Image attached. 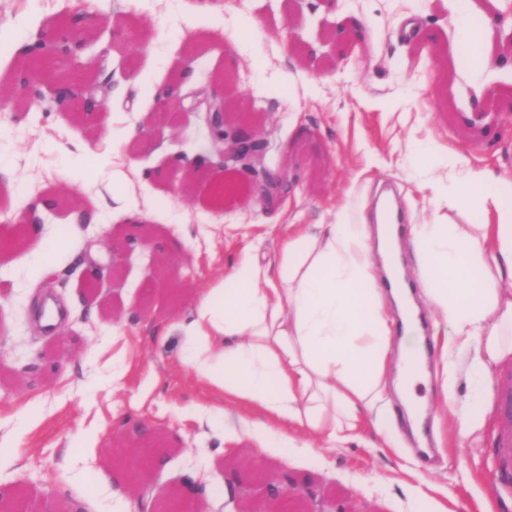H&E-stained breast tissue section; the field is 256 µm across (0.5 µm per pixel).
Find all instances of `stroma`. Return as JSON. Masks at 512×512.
<instances>
[{
	"mask_svg": "<svg viewBox=\"0 0 512 512\" xmlns=\"http://www.w3.org/2000/svg\"><path fill=\"white\" fill-rule=\"evenodd\" d=\"M0 0V33L32 35L64 13H105L90 37L110 77L104 114L0 111V237L18 234L33 201L66 194L94 211L81 233L65 236L70 208L42 212L37 238L0 253V439L10 457L0 464V489L20 492L21 512H124L112 497L127 484L112 454L132 444H162L145 478L146 494L129 491L150 512L183 488L189 474L212 494L193 499L195 512H263V488L290 475L352 512H512V487L494 473L500 427L483 402L485 425L466 445L436 447L439 419L448 417L437 387L436 316L418 299L425 319L413 341L427 349L429 377L417 384L428 404L420 434L402 407L392 429L403 444H383L372 427L338 448L312 443L289 448L293 428L233 403L198 382L184 361L180 337L163 336L166 322L228 273L245 245L228 224L261 237L259 254L278 262L292 224L374 221L385 187L403 224L447 217L455 224H490L493 214L438 208L422 151L444 148L443 171L475 167L512 182V66L472 73L455 50L458 0ZM361 23L363 39L347 57L334 52L336 32ZM191 89L213 93L212 73L235 80L225 94L256 114L269 141L262 168L282 172L284 197L267 205L257 177L239 171L244 190L216 204L209 184L221 179L222 148L210 141L191 108L162 118L151 88L168 85L184 60ZM481 103L499 112L497 127L477 136L448 119ZM67 237L51 274L21 261L38 240ZM101 246L99 295L87 300L84 258ZM121 325L130 365L113 383L112 327ZM223 420L199 421V408ZM93 434L85 450L81 439ZM250 483L247 502L233 499L226 480ZM439 486L427 499L426 482Z\"/></svg>",
	"mask_w": 512,
	"mask_h": 512,
	"instance_id": "1",
	"label": "stroma"
}]
</instances>
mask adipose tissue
I'll use <instances>...</instances> for the list:
<instances>
[{
  "label": "adipose tissue",
  "instance_id": "1",
  "mask_svg": "<svg viewBox=\"0 0 512 512\" xmlns=\"http://www.w3.org/2000/svg\"><path fill=\"white\" fill-rule=\"evenodd\" d=\"M497 17L459 11L460 53L483 69L491 60L483 37ZM449 209L493 211L492 224H415L411 241L427 300L444 329L440 391L457 441L475 437L484 416L458 403L459 379L483 390L492 365L512 354V183L466 170L448 188ZM389 231L364 224H292L278 264L260 260L249 243L231 271L196 298L190 312L164 330L181 337L193 376L273 422L304 428L326 444L355 440L372 423L393 444L392 398L414 410L419 366L408 343L399 362L409 380L390 385L387 304L369 259L387 251Z\"/></svg>",
  "mask_w": 512,
  "mask_h": 512
}]
</instances>
